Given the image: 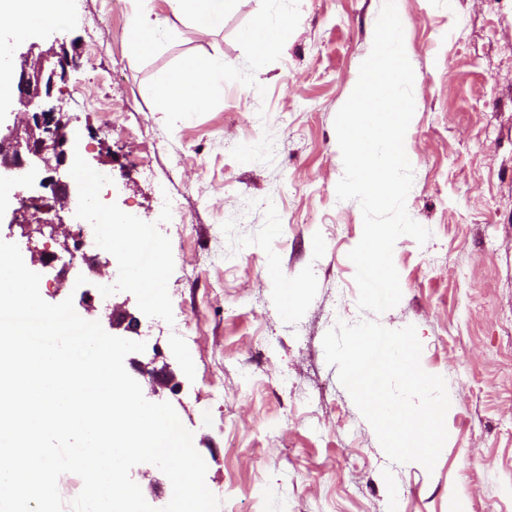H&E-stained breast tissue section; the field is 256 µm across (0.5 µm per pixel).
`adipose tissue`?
Returning a JSON list of instances; mask_svg holds the SVG:
<instances>
[{
  "mask_svg": "<svg viewBox=\"0 0 512 512\" xmlns=\"http://www.w3.org/2000/svg\"><path fill=\"white\" fill-rule=\"evenodd\" d=\"M173 17L189 21L201 32L224 24V13L233 0H166ZM68 0H0V20L12 36L22 38L35 29L58 24L65 16ZM166 31L164 22L143 7L128 25L126 37L138 53L153 50ZM224 75V59L217 55L187 58L180 69L163 77L152 91L155 110L194 112L203 107L215 82Z\"/></svg>",
  "mask_w": 512,
  "mask_h": 512,
  "instance_id": "obj_1",
  "label": "adipose tissue"
}]
</instances>
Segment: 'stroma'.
I'll list each match as a JSON object with an SVG mask.
<instances>
[{
    "label": "stroma",
    "mask_w": 512,
    "mask_h": 512,
    "mask_svg": "<svg viewBox=\"0 0 512 512\" xmlns=\"http://www.w3.org/2000/svg\"><path fill=\"white\" fill-rule=\"evenodd\" d=\"M381 0H236L223 28L201 34L183 21L154 52H131L125 32L138 0H68L65 20L29 43L74 60L48 105L83 140L72 158L107 173L99 210L150 226L164 269L159 306L128 286L121 264L98 275L77 264L60 282L35 263L61 241L27 237L0 203V240L16 243L57 304L85 276L93 307L138 317L144 352L160 358L179 393L143 384L170 402L207 465L220 512H512V0H398L412 49L415 113L405 137L413 170L406 201L430 229L426 244L400 237L393 260L402 298L382 315L360 310L348 257L363 232L358 201L338 200L344 174L334 119L371 52ZM288 33L256 58L239 32L259 13ZM220 55L224 76L195 112H157V79L188 57ZM95 108H87V100ZM114 124L105 135V124ZM170 196L188 221L159 218ZM295 287L293 312L283 288ZM184 309L189 333L168 330ZM415 326L421 366L443 376L451 400L447 441L433 471L385 455L323 338L338 322Z\"/></svg>",
    "instance_id": "1"
}]
</instances>
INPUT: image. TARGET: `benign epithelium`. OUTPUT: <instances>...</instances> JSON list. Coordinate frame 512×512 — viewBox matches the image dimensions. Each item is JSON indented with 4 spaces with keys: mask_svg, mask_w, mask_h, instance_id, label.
Instances as JSON below:
<instances>
[{
    "mask_svg": "<svg viewBox=\"0 0 512 512\" xmlns=\"http://www.w3.org/2000/svg\"><path fill=\"white\" fill-rule=\"evenodd\" d=\"M37 48L38 44L33 42L27 52L21 55L22 63L13 107L24 119L6 126V131L0 133V176L5 178L20 169L30 176L42 168L50 171L53 160L58 167L66 162L63 150L69 140V136L64 133L66 124L56 118L55 109L45 107V99L51 97L55 79H65L67 68L73 61L56 51L37 53ZM40 185L51 186L54 201L66 206L79 193V188H73L69 183L53 176L42 178ZM10 223L18 225L24 234L29 233L34 225L39 233L46 232L54 240L64 220L57 213L51 219L42 218L17 205L12 210ZM109 319L114 328L123 326L125 330L132 332L138 327L137 318L119 305L112 307ZM137 370L153 385L168 386L172 391H179V383L174 381L168 365L158 369L139 364Z\"/></svg>",
    "mask_w": 512,
    "mask_h": 512,
    "instance_id": "benign-epithelium-1",
    "label": "benign epithelium"
}]
</instances>
